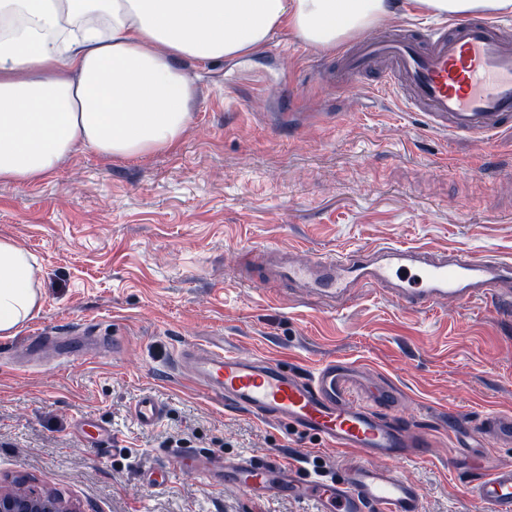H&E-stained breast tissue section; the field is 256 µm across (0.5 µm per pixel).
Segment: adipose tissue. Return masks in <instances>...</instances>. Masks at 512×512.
<instances>
[{"label":"adipose tissue","instance_id":"obj_1","mask_svg":"<svg viewBox=\"0 0 512 512\" xmlns=\"http://www.w3.org/2000/svg\"><path fill=\"white\" fill-rule=\"evenodd\" d=\"M442 18L512 12V0H415ZM389 0H0V183L31 185L75 151L111 160L177 147L192 122L183 62L254 53L278 29L331 50ZM39 272L0 237V336L41 308Z\"/></svg>","mask_w":512,"mask_h":512}]
</instances>
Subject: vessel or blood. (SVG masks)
Masks as SVG:
<instances>
[{"instance_id": "obj_1", "label": "vessel or blood", "mask_w": 512, "mask_h": 512, "mask_svg": "<svg viewBox=\"0 0 512 512\" xmlns=\"http://www.w3.org/2000/svg\"><path fill=\"white\" fill-rule=\"evenodd\" d=\"M339 55L340 82L357 84L376 71L373 87L394 90L406 109L422 113L435 130L488 141L512 129V27L502 21L456 18L399 28L360 39ZM272 262L282 286L307 288L339 305L352 289L365 287L416 311L444 298L512 303L511 262L458 250L390 244L279 261L265 249L248 266ZM181 358L188 377L226 406L359 454L339 478L304 473L275 456L207 462L174 450L184 469L244 492L306 498L319 504V512H423L420 487L397 466L425 458L435 442L410 422L392 384L336 360L304 375L261 355L244 358L211 347H185ZM132 412L138 424L151 427L165 407L144 395ZM449 430L465 491L480 512H512V463L485 471L474 465L487 447L512 446V413L492 409L475 421L458 414Z\"/></svg>"}]
</instances>
